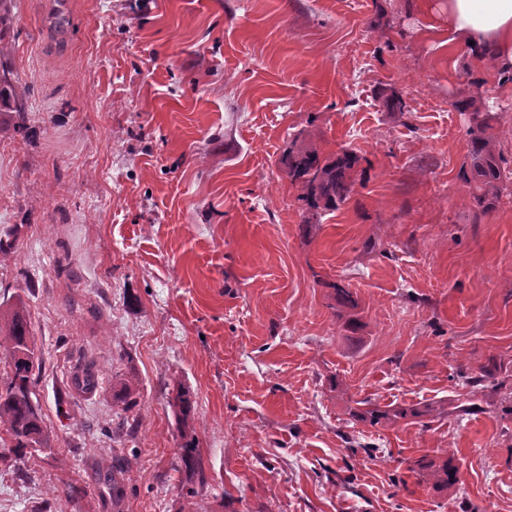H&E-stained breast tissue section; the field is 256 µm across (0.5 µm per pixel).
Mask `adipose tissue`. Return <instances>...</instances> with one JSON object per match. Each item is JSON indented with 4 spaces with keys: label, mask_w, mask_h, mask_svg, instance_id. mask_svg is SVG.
<instances>
[{
    "label": "adipose tissue",
    "mask_w": 512,
    "mask_h": 512,
    "mask_svg": "<svg viewBox=\"0 0 512 512\" xmlns=\"http://www.w3.org/2000/svg\"><path fill=\"white\" fill-rule=\"evenodd\" d=\"M448 45L469 46L475 57L493 52L500 69L512 70V0H440Z\"/></svg>",
    "instance_id": "obj_1"
}]
</instances>
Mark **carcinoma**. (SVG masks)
<instances>
[{"instance_id": "carcinoma-1", "label": "carcinoma", "mask_w": 512, "mask_h": 512, "mask_svg": "<svg viewBox=\"0 0 512 512\" xmlns=\"http://www.w3.org/2000/svg\"><path fill=\"white\" fill-rule=\"evenodd\" d=\"M21 103L15 89L6 75H0V111L18 112ZM498 119V113L474 114L476 127L468 129V159L459 176L472 186V203L483 211L489 209L497 196V184L509 178L501 167L500 156L488 131ZM358 162L355 153L341 149L332 161L321 159L317 148L299 146L289 151L285 159L288 175L292 181L302 185L303 200L312 209L333 210L344 202L352 189L351 172ZM10 358L9 371L0 377V428L6 437L0 440L3 447L10 448L16 457L29 449L50 447V435L42 425L39 406L34 402L33 386L36 384L35 369L39 358L28 327L26 314L17 306L7 315L0 314V349ZM363 417L373 425L407 417V411L392 413L371 408ZM191 441L180 448L179 459L189 483L200 486L206 477L196 456ZM426 476L440 487L452 486L457 482V473L445 461L440 465H425Z\"/></svg>"}]
</instances>
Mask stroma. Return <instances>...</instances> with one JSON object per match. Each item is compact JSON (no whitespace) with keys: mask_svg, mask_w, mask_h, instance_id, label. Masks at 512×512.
I'll return each mask as SVG.
<instances>
[{"mask_svg":"<svg viewBox=\"0 0 512 512\" xmlns=\"http://www.w3.org/2000/svg\"><path fill=\"white\" fill-rule=\"evenodd\" d=\"M435 2L0 0V306L25 302L51 436L0 512H512V180L473 206L455 107L503 105L511 170L512 82ZM307 143L359 158L336 209L288 176ZM447 459L456 485L424 480ZM196 448L192 441H187L181 448L179 459L181 467L184 470L187 479L191 485L203 486L206 483V477L202 467L199 465L196 456Z\"/></svg>","mask_w":512,"mask_h":512,"instance_id":"1","label":"stroma"}]
</instances>
